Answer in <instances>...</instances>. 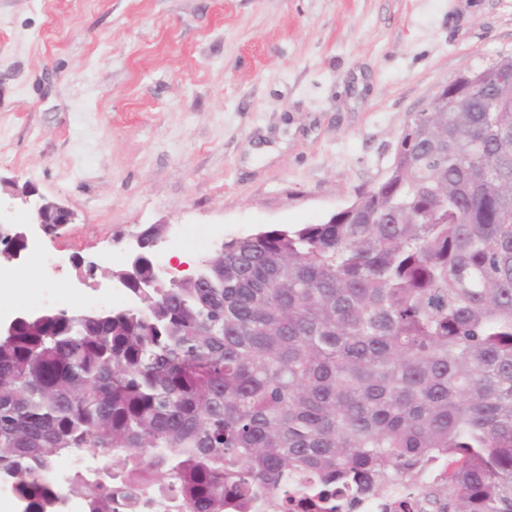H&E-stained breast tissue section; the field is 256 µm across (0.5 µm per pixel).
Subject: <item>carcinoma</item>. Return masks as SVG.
<instances>
[{"mask_svg": "<svg viewBox=\"0 0 512 512\" xmlns=\"http://www.w3.org/2000/svg\"><path fill=\"white\" fill-rule=\"evenodd\" d=\"M512 57L411 119L336 223L224 242L191 279L110 269L133 304L0 334V483L26 512L155 492L293 512L438 465L446 512H512ZM103 459L63 484L65 455Z\"/></svg>", "mask_w": 512, "mask_h": 512, "instance_id": "carcinoma-1", "label": "carcinoma"}]
</instances>
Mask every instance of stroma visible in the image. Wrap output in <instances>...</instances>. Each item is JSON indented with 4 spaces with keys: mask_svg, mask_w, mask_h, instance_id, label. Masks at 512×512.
I'll use <instances>...</instances> for the list:
<instances>
[{
    "mask_svg": "<svg viewBox=\"0 0 512 512\" xmlns=\"http://www.w3.org/2000/svg\"><path fill=\"white\" fill-rule=\"evenodd\" d=\"M512 55V0H0V177L77 216L17 268L24 303L90 308L47 255L166 225L158 255L317 224L389 169L412 115Z\"/></svg>",
    "mask_w": 512,
    "mask_h": 512,
    "instance_id": "1",
    "label": "stroma"
}]
</instances>
